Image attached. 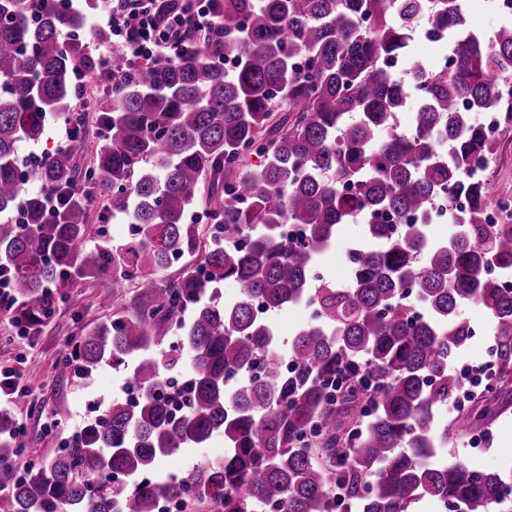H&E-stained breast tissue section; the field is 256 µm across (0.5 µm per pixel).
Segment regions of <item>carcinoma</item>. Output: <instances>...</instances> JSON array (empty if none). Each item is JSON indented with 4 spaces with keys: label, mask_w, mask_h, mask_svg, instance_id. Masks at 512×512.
<instances>
[{
    "label": "carcinoma",
    "mask_w": 512,
    "mask_h": 512,
    "mask_svg": "<svg viewBox=\"0 0 512 512\" xmlns=\"http://www.w3.org/2000/svg\"><path fill=\"white\" fill-rule=\"evenodd\" d=\"M211 2L224 39L140 65L122 53L96 59L62 38L100 0L71 11L57 0H0V276L24 304L13 321L39 332L51 289L70 279L110 270L117 298L142 287L60 364L86 375L130 367L139 401L110 403L51 459L33 442L0 439L8 512H155L167 497L180 512H415L425 497L451 512H512V470L442 456L448 430L486 409L461 410L442 429L436 419L464 387L453 362L475 332L463 304L484 309L501 372H512V287L493 275L512 272V213L490 223L496 203L481 175L512 140V24L489 42L462 0ZM428 11L448 44L434 69L410 52ZM397 58L408 61L401 77L389 70ZM78 67L107 90L102 144L83 167L73 143L22 168L19 145L39 142L47 117L72 118ZM484 112L500 115L494 137L473 119ZM252 152L262 158L254 168ZM30 182L38 190L23 193ZM88 185L133 224L129 242L88 244ZM49 190L65 201L57 210ZM445 196L466 206L449 213L455 233L439 242L429 206ZM200 203L221 218L199 255L207 276L187 263L155 286L150 276L197 249L185 213ZM373 210L413 212L419 223L398 233L363 225L352 283L314 278L339 225ZM282 224L305 225L308 243L286 241ZM241 234L247 249L233 242ZM227 278L238 292L221 304L207 292ZM409 290L419 314L403 299ZM300 303L315 319L285 354L259 311ZM185 351L191 399L175 417L168 374L181 371ZM215 435L223 461L178 481L159 473L162 459ZM20 453L23 471L11 465Z\"/></svg>",
    "instance_id": "1"
}]
</instances>
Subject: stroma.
<instances>
[{
	"mask_svg": "<svg viewBox=\"0 0 512 512\" xmlns=\"http://www.w3.org/2000/svg\"><path fill=\"white\" fill-rule=\"evenodd\" d=\"M361 236V225H342L335 247L318 260L324 278L341 286L350 283L349 247ZM111 286L108 274L66 284L63 300L34 336L20 335L8 315L0 313V368L18 372L24 388L23 397L4 411L19 430L20 441L39 440L45 457L57 454L63 442L90 423L92 406L123 399L122 388L131 379L129 370L108 364L88 377L59 373L68 343L111 316V309L101 303ZM480 394L489 398L491 415L479 426L449 435L445 452L479 468H512V394L499 397L491 387Z\"/></svg>",
	"mask_w": 512,
	"mask_h": 512,
	"instance_id": "1",
	"label": "stroma"
}]
</instances>
